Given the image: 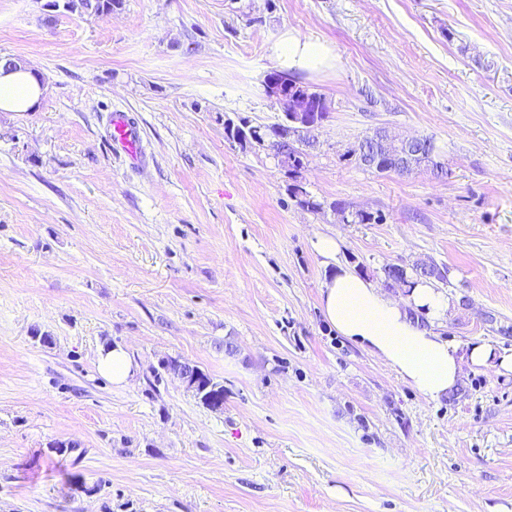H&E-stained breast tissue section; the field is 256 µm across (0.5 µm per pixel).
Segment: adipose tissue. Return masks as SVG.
I'll list each match as a JSON object with an SVG mask.
<instances>
[{"instance_id": "ef3b65f1", "label": "adipose tissue", "mask_w": 512, "mask_h": 512, "mask_svg": "<svg viewBox=\"0 0 512 512\" xmlns=\"http://www.w3.org/2000/svg\"><path fill=\"white\" fill-rule=\"evenodd\" d=\"M270 55L293 73H314L333 61L326 43L292 29L271 45ZM44 94L43 77L25 63H17L12 70L0 65V112L35 111ZM320 304L341 336L383 360L427 399L453 393L467 367L512 372V350L482 341L460 345L440 336L453 301L433 281L418 282L400 301L338 264L323 285Z\"/></svg>"}]
</instances>
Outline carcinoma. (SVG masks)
<instances>
[{"label": "carcinoma", "instance_id": "1", "mask_svg": "<svg viewBox=\"0 0 512 512\" xmlns=\"http://www.w3.org/2000/svg\"><path fill=\"white\" fill-rule=\"evenodd\" d=\"M69 12H79L83 15L95 18H103L124 7V0H67ZM280 80L283 83V91L288 96L306 95L314 100V108L317 109L318 118L325 120L331 112V101L317 91L310 89L302 82L293 78L286 72H279ZM286 118L282 117L279 121L265 124H252L246 118L239 119L234 122L233 119L224 120V135L229 141H239V147L243 150L250 148L256 142L265 144L264 150L267 154L276 160V165L284 171L286 175L294 183L288 185L287 191L289 198L296 206L309 210L311 212H321L324 208L329 207L333 210L340 209L343 204L340 202H332L328 205L319 202L310 195V192L297 181L299 173L292 171L294 168V159L300 153V144L293 138H285L287 127L285 126ZM378 132L368 135L353 145L346 151V156L355 163H360V159L372 153L376 148V137ZM416 153V169L426 168L435 176L440 177L445 174L443 163L437 161L440 155V149L436 141L431 136L423 137L422 143L415 149ZM383 221L382 213L370 211H357L342 217V222L351 224H378ZM447 267L440 266L434 262L424 265L418 262L414 263L411 268L402 265H387L384 268L385 278L390 285L398 287L412 288L420 279L433 280L440 283L448 282Z\"/></svg>", "mask_w": 512, "mask_h": 512}]
</instances>
